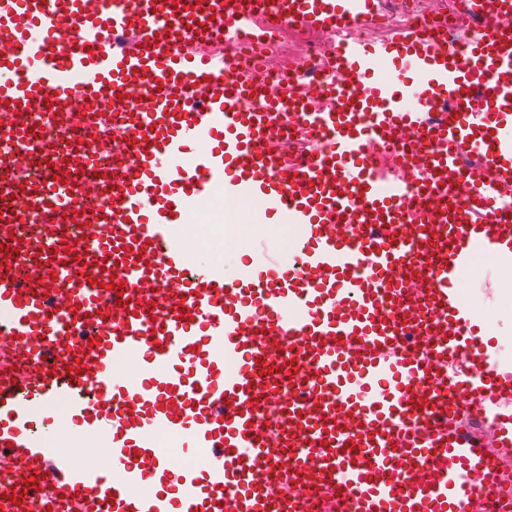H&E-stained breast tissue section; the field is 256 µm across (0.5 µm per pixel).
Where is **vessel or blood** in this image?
<instances>
[{"instance_id":"vessel-or-blood-1","label":"vessel or blood","mask_w":512,"mask_h":512,"mask_svg":"<svg viewBox=\"0 0 512 512\" xmlns=\"http://www.w3.org/2000/svg\"><path fill=\"white\" fill-rule=\"evenodd\" d=\"M256 20L347 31L322 62L337 78L326 108L262 94L260 73L238 81L239 49L217 36ZM378 20V0H0V113L17 146L0 155V194L30 204L0 209V512H303L312 487L321 512L499 497L512 375L475 336L456 278L512 244L496 194L512 180V0L352 38ZM55 104L57 136L79 126L88 144L67 157L42 144L37 181L26 119ZM109 110L129 141L121 166L99 161ZM294 122L317 147L290 162L280 132ZM405 129L413 186L374 165ZM467 149L487 168L458 202ZM217 185L304 225L299 271L270 258L247 291L218 265L188 268L174 231ZM410 277L429 285L416 333L447 326L419 355L402 352L392 313ZM132 357L135 377L118 374ZM460 389L472 418L492 416L497 448L454 425ZM61 411L104 460L59 456ZM166 435L190 457L162 451Z\"/></svg>"}]
</instances>
